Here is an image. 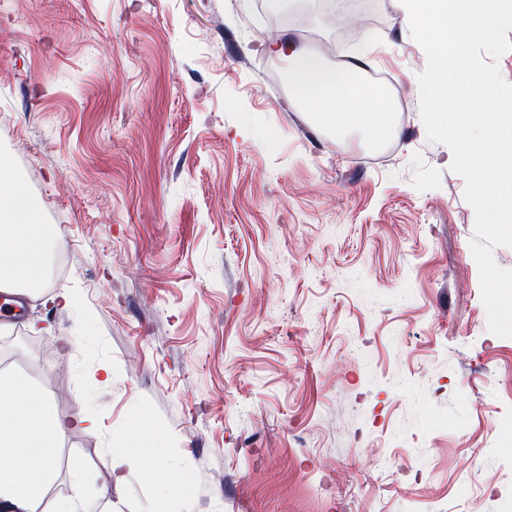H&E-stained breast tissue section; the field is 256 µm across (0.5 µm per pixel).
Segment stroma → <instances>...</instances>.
Returning a JSON list of instances; mask_svg holds the SVG:
<instances>
[{"mask_svg": "<svg viewBox=\"0 0 512 512\" xmlns=\"http://www.w3.org/2000/svg\"><path fill=\"white\" fill-rule=\"evenodd\" d=\"M268 0H0V154L75 261L0 329L98 431L61 443L112 512H507L512 337L488 329L475 211L430 142L398 0H283L279 33L370 43L394 135L337 136L251 27ZM75 337L69 351L61 339ZM108 365L112 375L94 374ZM145 425L153 456L112 476Z\"/></svg>", "mask_w": 512, "mask_h": 512, "instance_id": "obj_1", "label": "stroma"}]
</instances>
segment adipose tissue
Here are the masks:
<instances>
[{
  "instance_id": "1",
  "label": "adipose tissue",
  "mask_w": 512,
  "mask_h": 512,
  "mask_svg": "<svg viewBox=\"0 0 512 512\" xmlns=\"http://www.w3.org/2000/svg\"><path fill=\"white\" fill-rule=\"evenodd\" d=\"M267 50L287 63L288 83L307 111L336 127H363L376 139L393 132L387 96L366 83L358 68L329 66L316 49L288 38L272 41ZM39 209L18 179L0 173V292L39 294L48 286L57 231L36 223ZM96 425L88 408L58 416L39 385L1 369L0 512H87L81 483L64 497L53 487L64 437Z\"/></svg>"
}]
</instances>
